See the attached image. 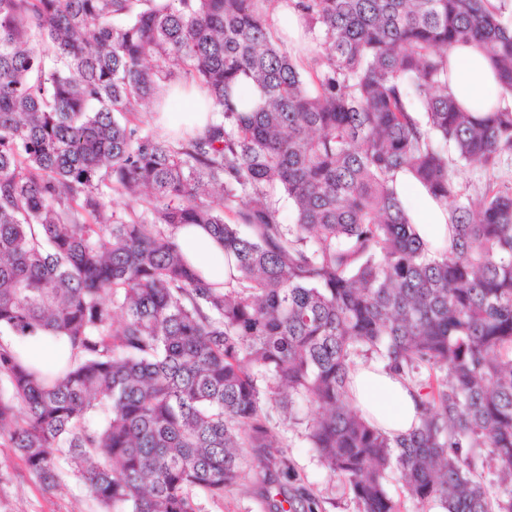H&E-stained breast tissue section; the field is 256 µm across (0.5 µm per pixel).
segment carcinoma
Here are the masks:
<instances>
[{
  "label": "carcinoma",
  "mask_w": 512,
  "mask_h": 512,
  "mask_svg": "<svg viewBox=\"0 0 512 512\" xmlns=\"http://www.w3.org/2000/svg\"><path fill=\"white\" fill-rule=\"evenodd\" d=\"M280 2L310 71L273 35ZM459 45L497 77L480 115L450 88ZM190 86L204 130L150 127ZM511 101L489 0H0V328L71 353L0 346V440L46 492L63 461L104 512H199L299 399L361 512H399L394 474L419 503L512 512V189L457 180L512 160ZM400 173L448 237H418ZM185 224L220 243L224 281L188 263ZM362 352L417 389L408 433L353 408Z\"/></svg>",
  "instance_id": "cac0c4a2"
}]
</instances>
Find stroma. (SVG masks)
Here are the masks:
<instances>
[{
    "mask_svg": "<svg viewBox=\"0 0 512 512\" xmlns=\"http://www.w3.org/2000/svg\"><path fill=\"white\" fill-rule=\"evenodd\" d=\"M312 409L298 407V424L277 427L276 448H249L248 465L238 482L224 491L223 498L198 497L199 512H269L260 491L264 471L279 474L280 462H287L291 477L282 482L281 492L291 500L310 495L317 512H360L348 488L329 475L316 451L304 437ZM0 512H101L99 503L84 484L68 474L54 491H44L12 448L0 441Z\"/></svg>",
    "mask_w": 512,
    "mask_h": 512,
    "instance_id": "obj_1",
    "label": "stroma"
}]
</instances>
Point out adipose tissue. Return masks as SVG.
Here are the masks:
<instances>
[{
	"label": "adipose tissue",
	"mask_w": 512,
	"mask_h": 512,
	"mask_svg": "<svg viewBox=\"0 0 512 512\" xmlns=\"http://www.w3.org/2000/svg\"><path fill=\"white\" fill-rule=\"evenodd\" d=\"M450 86L459 102L471 112L482 111L496 89L494 72L473 46L450 50ZM177 236L187 259L205 277L223 280L224 256L220 247L198 225H185ZM350 394L354 405L368 421L394 436L408 433L419 423V398L401 378L373 363L356 364L350 372Z\"/></svg>",
	"instance_id": "ef3b65f1"
}]
</instances>
